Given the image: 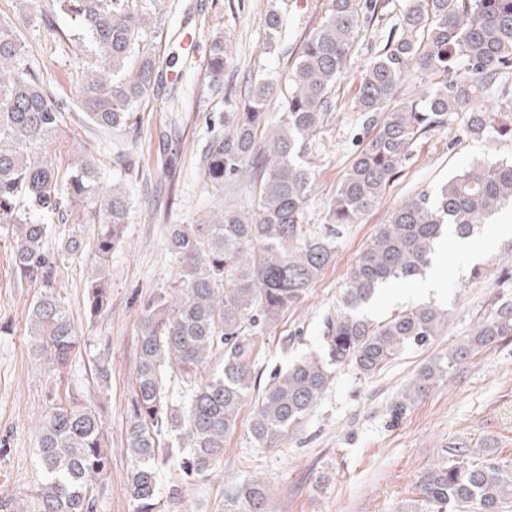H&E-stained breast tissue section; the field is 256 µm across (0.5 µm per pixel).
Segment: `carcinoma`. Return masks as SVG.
Masks as SVG:
<instances>
[{
	"instance_id": "cac0c4a2",
	"label": "carcinoma",
	"mask_w": 512,
	"mask_h": 512,
	"mask_svg": "<svg viewBox=\"0 0 512 512\" xmlns=\"http://www.w3.org/2000/svg\"><path fill=\"white\" fill-rule=\"evenodd\" d=\"M364 0H328L319 25L303 41L288 70V97L278 124L266 126L265 105L278 89L258 79L240 112L224 113V129L202 149L203 176L216 190L249 178L256 186L254 210L226 203L198 224H171L168 247L180 263V295L160 294L142 312L138 362L126 428L134 460L128 491L136 512H159L157 466L174 453L189 479L207 476L224 454V441L237 427L239 411L255 389L250 367L252 335L297 306L314 279L334 257L336 238L382 198L387 183L419 137L447 121L450 112L468 114L466 131L478 138H512V0H410L393 39L361 72L353 106L373 134L359 149L336 188L321 233L304 224L314 174L302 156L332 104L331 93L347 71ZM52 36L65 34L58 17L70 22L79 47H90L103 68L82 71L76 109L95 126L112 130L127 123L144 94L156 84L160 55L139 46L149 20L129 0H49L40 11ZM24 20L0 18V228L11 235L16 277L37 288L29 313V334L48 367L62 369L80 336L55 291L59 255L46 238L52 219L66 204L94 211L98 229L88 250L91 317L110 303L108 262L124 238L130 208L125 190L98 186L91 153L73 159L67 177L46 151L62 124L55 95L24 49ZM141 50H136V47ZM224 39L209 53V85L224 89ZM425 80L424 91L392 104L409 77ZM495 90L496 106L483 105ZM512 202V161L476 162L430 193L412 196L396 208L360 251L341 285L336 316L325 326V354L301 357L275 372L256 404L250 433L270 447L298 432L317 406L336 371L368 377L406 348L428 346L448 323L446 310L422 305L375 323L365 307L383 284L410 280L431 262L445 228L470 234ZM65 255L86 248L76 234L61 244ZM512 336V307L504 304L466 342L422 367L393 406L404 409L436 386L479 346ZM222 362L205 377L199 370L215 355ZM192 388L187 405L169 399L172 376ZM167 434L171 444L160 447ZM43 471L40 512H91L94 487L108 479L112 465L100 407L70 395L53 404L37 439ZM423 512H500L512 496L506 465L475 452L439 458L419 485ZM218 512H274L265 483L233 488Z\"/></svg>"
}]
</instances>
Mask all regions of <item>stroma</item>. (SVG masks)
<instances>
[{
	"instance_id": "stroma-1",
	"label": "stroma",
	"mask_w": 512,
	"mask_h": 512,
	"mask_svg": "<svg viewBox=\"0 0 512 512\" xmlns=\"http://www.w3.org/2000/svg\"><path fill=\"white\" fill-rule=\"evenodd\" d=\"M135 2L140 12L163 15L161 25L142 34L160 51L162 81L149 89L125 131L98 128L71 110L48 148L64 175L75 144L90 145L102 188L121 183L131 202L124 238L109 263L110 303L104 313L93 318L86 308L90 255L58 261L57 290L81 337L61 373L50 371L28 332L35 290L16 278L10 243L0 234V512H39L36 434L53 399L68 393L101 405L108 427L111 474L93 491V512H135L125 431L142 310L179 277L180 264L167 248L168 227L199 223L229 200L248 210L255 207L250 182L228 183L220 192L205 184L200 150L211 137L205 118L230 111L256 78L285 76L326 7V0ZM376 3L304 156L315 178L304 221L316 227L325 223L336 186L366 134L353 108L359 74L381 54L409 0ZM272 11L281 16L283 28L270 41L262 20ZM4 13L27 18L20 30L26 50L44 57L50 90L75 104L83 65L100 63V56L47 34L31 0H0ZM218 35L228 61L224 91L216 96L207 90L206 64ZM487 157L512 158V139L470 136L461 112L450 113L447 124L420 136L379 204L344 228L333 260L304 300L254 335L250 361L261 380L298 357L323 352L324 324L336 312L340 286L395 207ZM472 242L470 256L456 250L454 237L439 242L440 294L426 293L419 278L389 283L367 309L375 321L423 303L447 310L448 327L431 345L405 350L369 377L337 372L300 432L272 448L255 445L249 431L254 404L246 402L237 430L224 443L222 460L207 477L186 480L174 459L161 468L162 512H217L235 483L255 478L268 487L275 512H413L425 471L448 451L489 448L499 460L512 462V336L479 347L400 416L391 412L421 366L466 341L501 302L512 301V237L490 241L479 229ZM101 356L111 366L104 389L93 379Z\"/></svg>"
}]
</instances>
